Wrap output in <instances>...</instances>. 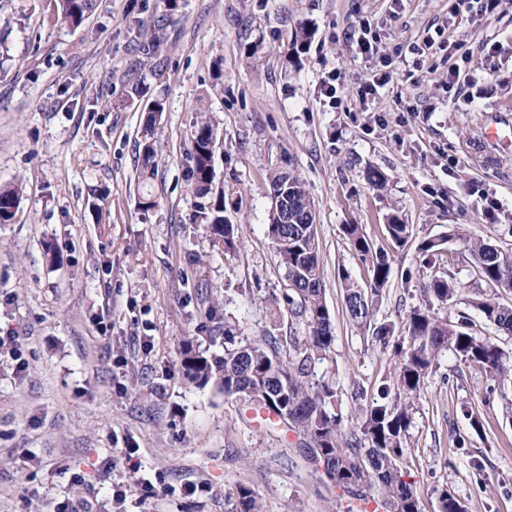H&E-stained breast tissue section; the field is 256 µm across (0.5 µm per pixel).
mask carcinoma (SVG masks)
<instances>
[{
  "instance_id": "carcinoma-1",
  "label": "carcinoma",
  "mask_w": 512,
  "mask_h": 512,
  "mask_svg": "<svg viewBox=\"0 0 512 512\" xmlns=\"http://www.w3.org/2000/svg\"><path fill=\"white\" fill-rule=\"evenodd\" d=\"M97 0H54L57 19L72 27L82 25L96 7ZM216 128L207 116L199 117L192 132L191 181L194 192L209 199L200 213L207 225L209 240L233 252L239 246L234 225L226 213L236 209L230 191L215 190L214 151ZM156 153L146 144L141 155L143 180L152 178ZM272 206L268 213V233L276 249L279 265L290 284L282 294L291 323L306 329L303 336L290 337L288 351L275 342L263 343L224 336V355L207 357L191 348L184 351L182 368L192 382L212 385L227 395L253 399L261 408L288 411V424L302 437V452L312 464L322 461L325 473L343 494L351 498L377 494L383 512H422L418 496L407 484L398 465L405 448L406 433L412 422L413 400L439 353L454 350L461 361L482 367L495 377L512 375V358L496 344L481 340L470 331V319L464 315L456 322L440 317L433 301H450L456 289L443 278L431 279L423 288L427 300L407 314V336L394 335L389 323L375 319V307L389 283L391 266L387 254L374 247L359 224H346L344 234L360 261L370 273L362 288L343 276L344 303L349 321L371 334L372 342L397 358L392 385L381 388L362 408L360 422L346 435L342 416L336 412L338 392L326 383L309 379L313 363L327 358L335 343L334 325L324 299V271L316 229V211L305 183L295 171H277L270 175ZM23 195L19 183L0 186V224L9 223ZM386 231L392 242L402 247L409 237V225L390 219ZM445 239H458L475 257L483 281L499 293H512V255L496 246L473 239L465 230L454 227ZM482 319L506 334H512V306L494 297L474 303ZM439 512H466L448 491L438 496ZM237 512H262L254 492L238 489Z\"/></svg>"
}]
</instances>
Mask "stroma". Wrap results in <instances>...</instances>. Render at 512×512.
Instances as JSON below:
<instances>
[{
  "instance_id": "obj_1",
  "label": "stroma",
  "mask_w": 512,
  "mask_h": 512,
  "mask_svg": "<svg viewBox=\"0 0 512 512\" xmlns=\"http://www.w3.org/2000/svg\"><path fill=\"white\" fill-rule=\"evenodd\" d=\"M50 8L0 0V184L23 185L0 224V336L17 339L16 354L0 349V512L67 500L92 512H236L242 485L263 512H361L305 461L293 428L190 382L181 353L223 354L228 330L287 341V282L267 232L269 174L285 167L316 207L336 340L315 371L336 388L345 430L357 423L353 393L376 395L397 365L346 316L340 272L361 285L369 272L343 225H361L389 257L377 322L404 335L436 275L461 287L439 315H473L489 288L447 233L458 224L512 254V152L466 144L490 125L512 130V0H469L460 14L455 0H177L173 11L98 0L78 28L49 22ZM156 27L166 44L149 59ZM361 32L378 54L361 53ZM385 65L391 82L363 97ZM154 98L165 110L145 183ZM202 109L218 129L216 183L241 193L233 253L210 243L191 188ZM373 167L385 188L369 186ZM394 216L409 226L401 247L386 232ZM427 238L440 249L422 253ZM491 383L449 350L425 377L399 462L423 512H438L444 488L466 512H512V380L493 395Z\"/></svg>"
}]
</instances>
